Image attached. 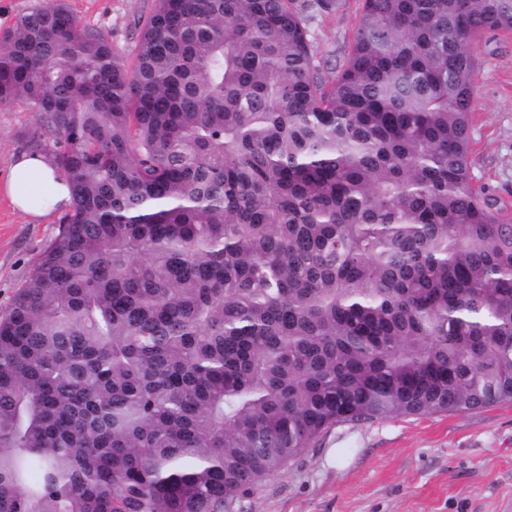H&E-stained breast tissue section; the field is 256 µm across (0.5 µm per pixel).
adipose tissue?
Instances as JSON below:
<instances>
[{
    "label": "adipose tissue",
    "instance_id": "ef3b65f1",
    "mask_svg": "<svg viewBox=\"0 0 512 512\" xmlns=\"http://www.w3.org/2000/svg\"><path fill=\"white\" fill-rule=\"evenodd\" d=\"M0 189L17 211L36 220L55 210H66L71 204L68 185L59 178L51 160L41 154L17 157Z\"/></svg>",
    "mask_w": 512,
    "mask_h": 512
}]
</instances>
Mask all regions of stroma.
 <instances>
[{"instance_id":"stroma-1","label":"stroma","mask_w":512,"mask_h":512,"mask_svg":"<svg viewBox=\"0 0 512 512\" xmlns=\"http://www.w3.org/2000/svg\"><path fill=\"white\" fill-rule=\"evenodd\" d=\"M81 23L133 58L135 20L153 0H68ZM357 0L306 10L316 63L337 59L355 24ZM471 173L512 205V36L478 44ZM35 123L25 107H0V180L29 152ZM59 216L32 223L0 193V313L59 233ZM235 512H512V406L482 411L344 423L265 480Z\"/></svg>"}]
</instances>
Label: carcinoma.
<instances>
[{"instance_id": "obj_1", "label": "carcinoma", "mask_w": 512, "mask_h": 512, "mask_svg": "<svg viewBox=\"0 0 512 512\" xmlns=\"http://www.w3.org/2000/svg\"><path fill=\"white\" fill-rule=\"evenodd\" d=\"M512 0H41L0 107L72 194L0 315V512H234L337 425L512 404V210L469 157ZM81 23L103 32L127 59H132L138 40L134 22L147 14L154 0H67ZM357 1L337 0L335 10L313 8L305 11L317 64H322L327 59H337L351 38L359 3Z\"/></svg>"}]
</instances>
